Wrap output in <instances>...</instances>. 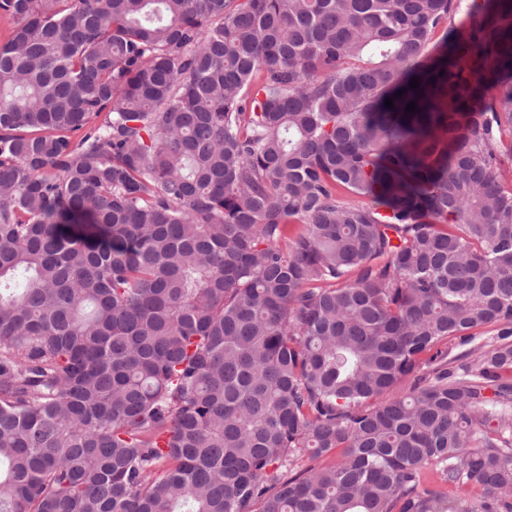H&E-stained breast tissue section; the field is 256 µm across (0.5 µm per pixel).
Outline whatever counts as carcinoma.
<instances>
[{"instance_id":"carcinoma-1","label":"carcinoma","mask_w":512,"mask_h":512,"mask_svg":"<svg viewBox=\"0 0 512 512\" xmlns=\"http://www.w3.org/2000/svg\"><path fill=\"white\" fill-rule=\"evenodd\" d=\"M460 5L0 0V512H512V0Z\"/></svg>"}]
</instances>
